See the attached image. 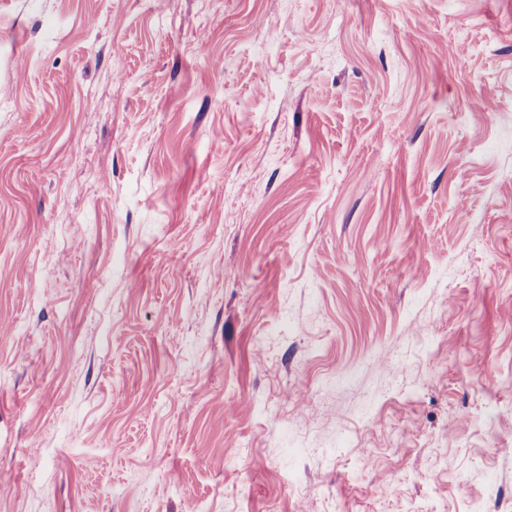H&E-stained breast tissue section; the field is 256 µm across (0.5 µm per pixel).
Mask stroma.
<instances>
[{"label":"stroma","mask_w":512,"mask_h":512,"mask_svg":"<svg viewBox=\"0 0 512 512\" xmlns=\"http://www.w3.org/2000/svg\"><path fill=\"white\" fill-rule=\"evenodd\" d=\"M0 512H512V0H0Z\"/></svg>","instance_id":"obj_1"}]
</instances>
